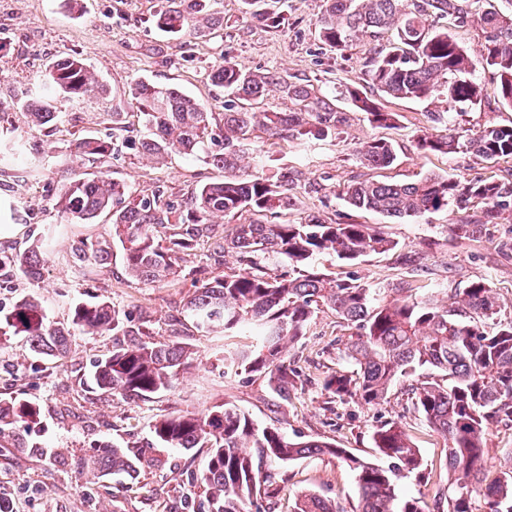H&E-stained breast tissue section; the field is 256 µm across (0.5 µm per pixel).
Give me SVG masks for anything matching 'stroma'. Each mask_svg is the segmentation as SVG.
Returning <instances> with one entry per match:
<instances>
[{
	"label": "stroma",
	"instance_id": "35a3bbf8",
	"mask_svg": "<svg viewBox=\"0 0 512 512\" xmlns=\"http://www.w3.org/2000/svg\"><path fill=\"white\" fill-rule=\"evenodd\" d=\"M160 5L161 0H82L75 11L66 0H0V136L20 141L37 159L33 165L0 161V196L10 203L13 223L23 227L17 238L0 243V248L23 252L39 244L50 253L40 279L0 270V309L34 296L51 324L69 325L75 304L106 300L126 316L130 327L155 340L188 344L198 355L170 390L138 399L102 394L87 385L94 362L111 354L113 336L88 335L71 327L70 350L61 359L35 356L22 335L1 340L0 395L28 401L40 413L34 422L18 425L13 435L0 440V501L8 503L11 512H207L206 489L200 481L204 449L186 453L152 447L149 428L176 413H201L229 402L259 427H278L292 438L333 442L368 460L378 457L372 439L375 428L389 420L401 422L419 448L425 470L423 478L404 479L400 492L431 507L436 490L448 484L446 442L406 395L395 387L377 407L327 403L325 378L350 368L337 345L350 330L333 311H317L305 336L290 345L288 362L299 378L290 398L281 399L263 375L225 373V348L248 344L247 336L199 329L182 315L197 271L214 276L231 272L238 267L235 254L214 256L210 244L202 242L186 252L173 280L145 284L131 278L117 256L105 267L77 262L81 240L107 232V220L70 224L54 203L63 182L90 169L75 156V141L85 136L111 139L113 104L127 113L130 140L144 135L129 94L136 80L178 85L216 113L224 110V92L211 85L206 69L227 57L253 70L286 75L301 85L339 92L355 86L383 111L396 113L394 128H375L364 112L342 99L338 105L347 121L340 138L299 143L261 129L252 135L253 145L267 153L264 168L284 167L290 173V192L298 200L288 214L290 220L304 222L316 216L329 224H367L399 243L398 250L353 264L320 254L312 261L315 270L378 288L420 285L444 303L458 289L483 279L499 298V320L507 322L512 320V208L503 211L497 223L468 236L457 226L463 220L480 222L481 203H471L465 211L451 206L392 220L349 206L342 192L352 181L368 177L413 182L437 173L474 182L511 180L510 159L491 162L471 151L425 153L416 141L428 127L439 134L452 128L471 135L491 124L512 126V110L498 103L491 73L481 71V105L450 114L448 122L431 124L429 113L444 111L445 102L394 100L365 81L373 40L353 41L341 51L320 43L317 21L323 0H286L288 23L279 31L258 22L240 0H218L223 28L205 38L172 37L158 30L153 16ZM67 55L86 60L108 97L81 105L61 102L53 127L33 129L11 102L24 96L49 63ZM377 135L394 141L398 160L391 168L374 171L360 161L356 149ZM91 170L123 180L140 195L163 190L174 201L199 184L224 178L223 170L200 155L175 156L158 165L125 147ZM105 442L137 455L132 476L86 475L83 459ZM274 471L275 484L269 497L260 500V512H292L296 499L306 493L334 501L343 512H354L358 504L356 477L337 459L321 456L278 463Z\"/></svg>",
	"mask_w": 512,
	"mask_h": 512
}]
</instances>
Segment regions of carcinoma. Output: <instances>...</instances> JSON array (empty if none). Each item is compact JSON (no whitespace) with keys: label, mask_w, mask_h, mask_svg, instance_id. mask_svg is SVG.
Returning <instances> with one entry per match:
<instances>
[{"label":"carcinoma","mask_w":512,"mask_h":512,"mask_svg":"<svg viewBox=\"0 0 512 512\" xmlns=\"http://www.w3.org/2000/svg\"><path fill=\"white\" fill-rule=\"evenodd\" d=\"M474 16L463 0H325L318 20L321 42L340 50L356 39L377 38L387 32L389 46L374 51L366 63L365 80L393 99L442 98L447 108L482 102L477 69L491 71L498 100L512 110V14L495 8L494 0ZM266 27L279 31L287 24L282 11L266 0H243ZM216 0H164L153 17L156 27L172 36L203 35L221 25ZM472 19L484 34L478 49L469 51L445 29L429 20ZM211 82L237 102L224 112V149L210 152L212 165L228 176L203 183L181 203L161 206L158 199L132 197L125 182L107 176L76 177L61 185L55 207L67 222L87 224L102 214L111 216L108 237L85 240L79 261L104 266L112 263V246L120 248L130 277L144 283L176 275L182 256L198 239L212 232L215 218L250 212L279 214L275 224L251 220L235 226L233 236L217 242L219 252L237 254L241 268L198 280L185 307L186 317L199 327L233 333L252 329L256 343L224 350V370L258 373L288 397L296 373L288 368L285 342L306 334L322 307L353 329L344 352L356 375H330L323 385L329 402L378 406L391 386L400 384L414 408L448 444V486L434 496V512H512V456L486 473L489 431L512 423V321L487 330L498 315L495 290L484 280L471 282L455 294L454 306L437 304L424 293L409 295L395 289L388 297L380 288L330 278L314 270L310 260L332 252L348 263L398 248V242L366 224H326L318 219L292 223L288 173L267 176L239 169L241 154L255 128L274 136L309 140L342 134L344 117L336 94L288 81L278 73L259 74L224 58L211 67ZM293 100L299 110L258 112L253 103L271 91ZM104 85L82 58L54 61L18 109L35 127L46 129L59 116L60 100L102 99ZM343 95L368 115L376 127L394 125L395 114L382 111L356 89ZM131 97L146 130L132 143L140 156L159 163L171 154L195 155L204 150L213 113L173 86L137 80ZM417 148L425 153L453 154L473 150L489 161L512 158V126H488L472 137L448 130L425 132ZM76 156L100 163L115 143L83 137L74 144ZM371 169L390 168L397 160L394 143L373 137L358 150ZM346 201L357 209L385 218L416 217L450 205L465 209L474 200L484 205V223L492 224L512 207V181L462 182L440 174L416 182L365 179L347 186ZM173 230L166 244L156 241L154 229ZM47 252L0 251V267L19 270L30 279L42 276ZM284 261L290 272L270 275L259 264ZM71 324L90 335L131 336L112 347V355L95 365L91 382L110 395L145 398L169 389L189 365L192 349L179 342L144 340L145 332L125 326L121 312L110 302L76 305ZM26 336L37 356L66 353L69 327L52 326L32 298L18 300L0 316V335ZM38 416L37 409L11 397L0 398V439L20 423ZM152 446L191 452L206 449L201 481L209 490L208 512H248V506L271 478L270 468L312 456H329L356 473L359 499L356 512H423L419 501L400 494L401 479L423 474V459L401 423L387 421L373 433L375 447L386 463L356 456L321 440L289 438L274 427L256 426L248 414L226 403L205 413L184 412L165 417L150 427ZM136 455L117 445L87 461L95 475L134 470ZM294 512H339L331 501L316 495L298 498Z\"/></svg>","instance_id":"obj_1"}]
</instances>
